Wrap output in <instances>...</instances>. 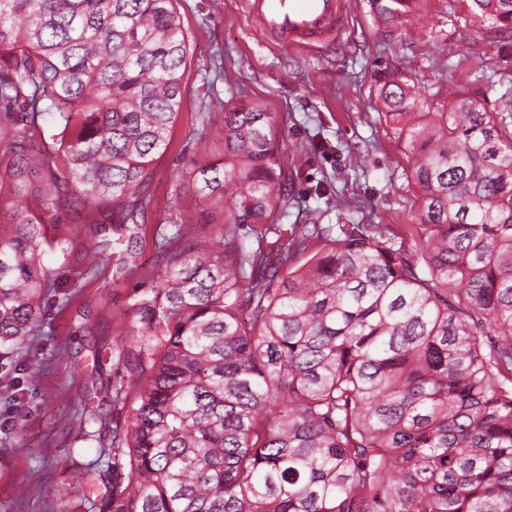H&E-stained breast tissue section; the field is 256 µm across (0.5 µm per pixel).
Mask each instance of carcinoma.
<instances>
[{"mask_svg": "<svg viewBox=\"0 0 512 512\" xmlns=\"http://www.w3.org/2000/svg\"><path fill=\"white\" fill-rule=\"evenodd\" d=\"M491 43L512 0H469ZM386 24L417 0H368ZM179 0H0V367L38 332L55 279L136 266L188 80ZM499 108L456 90L425 110L409 74L375 95L410 153L418 224L331 239L277 229L287 181L275 116L224 111L220 158L191 161L196 220L116 335L108 401L124 423L78 467L95 512H512V55ZM123 204L116 209L114 204ZM196 222L207 226L191 229ZM81 224L75 254L48 226ZM322 246L304 256L310 244Z\"/></svg>", "mask_w": 512, "mask_h": 512, "instance_id": "carcinoma-1", "label": "carcinoma"}]
</instances>
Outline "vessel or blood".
I'll return each instance as SVG.
<instances>
[{
    "label": "vessel or blood",
    "instance_id": "1",
    "mask_svg": "<svg viewBox=\"0 0 512 512\" xmlns=\"http://www.w3.org/2000/svg\"><path fill=\"white\" fill-rule=\"evenodd\" d=\"M240 5L259 22L263 38L295 48L335 41L350 13L348 0H240Z\"/></svg>",
    "mask_w": 512,
    "mask_h": 512
}]
</instances>
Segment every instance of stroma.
I'll return each mask as SVG.
<instances>
[{
  "instance_id": "stroma-1",
  "label": "stroma",
  "mask_w": 512,
  "mask_h": 512,
  "mask_svg": "<svg viewBox=\"0 0 512 512\" xmlns=\"http://www.w3.org/2000/svg\"><path fill=\"white\" fill-rule=\"evenodd\" d=\"M339 39L302 49L264 41L238 0H180L191 63L172 141L156 166L157 189L141 230L135 268L113 278L111 265L75 280L62 257L43 263L57 282L44 303L42 326L27 337L11 372L0 369V512H91L78 464L96 457V442L75 439L82 411L73 396L105 390L111 367L95 370L97 352L118 339L112 322L128 317L133 288L149 286L161 265L156 237L166 217L195 212L189 187H175L191 160L218 152L214 129L226 109L248 102L275 115L288 179L279 222L320 224L340 236L345 224L416 223L419 199L405 172L409 157L381 121L374 75L405 67L427 95L446 100L462 73L495 70L497 48L466 0H419L397 24L380 23L367 0H349Z\"/></svg>"
}]
</instances>
